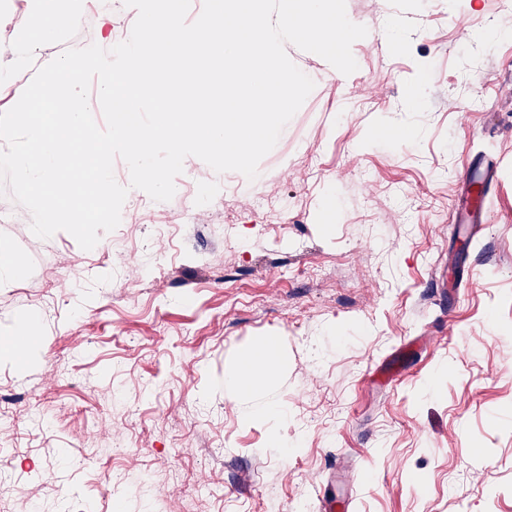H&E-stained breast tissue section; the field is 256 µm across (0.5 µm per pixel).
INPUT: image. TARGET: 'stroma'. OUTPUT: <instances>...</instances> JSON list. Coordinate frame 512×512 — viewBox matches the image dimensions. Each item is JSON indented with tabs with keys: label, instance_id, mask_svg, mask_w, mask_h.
Segmentation results:
<instances>
[{
	"label": "stroma",
	"instance_id": "1",
	"mask_svg": "<svg viewBox=\"0 0 512 512\" xmlns=\"http://www.w3.org/2000/svg\"><path fill=\"white\" fill-rule=\"evenodd\" d=\"M346 12L357 70L286 45L315 88L255 180L187 157L171 200L89 251L0 195L22 270L0 337L30 336L0 349V512H512V0ZM136 17L83 0L7 50L33 72ZM486 163L470 239L455 199ZM459 260L474 277L447 303ZM263 342L279 370L237 399L224 380Z\"/></svg>",
	"mask_w": 512,
	"mask_h": 512
}]
</instances>
